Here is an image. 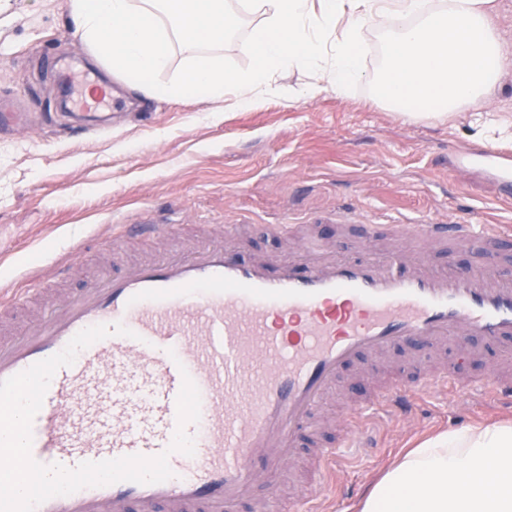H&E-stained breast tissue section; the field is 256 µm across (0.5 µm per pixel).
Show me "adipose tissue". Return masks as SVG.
<instances>
[{
    "label": "adipose tissue",
    "mask_w": 512,
    "mask_h": 512,
    "mask_svg": "<svg viewBox=\"0 0 512 512\" xmlns=\"http://www.w3.org/2000/svg\"><path fill=\"white\" fill-rule=\"evenodd\" d=\"M68 9L96 59L152 98L216 103L231 89L248 106L286 62L315 74L309 95L328 85L344 94L363 76L360 46L371 21L386 37L375 96L394 107L485 104L506 63L491 0H448L434 11L423 0H244L238 10L226 0H68ZM245 12L260 19L252 32L254 64L232 72L213 49ZM177 42L190 56L169 82H156ZM460 477L474 492L448 491ZM361 512H512V422L425 440L389 468Z\"/></svg>",
    "instance_id": "obj_1"
}]
</instances>
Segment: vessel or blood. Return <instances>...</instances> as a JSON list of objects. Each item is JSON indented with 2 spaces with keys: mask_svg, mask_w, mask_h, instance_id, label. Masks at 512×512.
Wrapping results in <instances>:
<instances>
[{
  "mask_svg": "<svg viewBox=\"0 0 512 512\" xmlns=\"http://www.w3.org/2000/svg\"><path fill=\"white\" fill-rule=\"evenodd\" d=\"M498 181L512 184V162L488 145L478 156ZM159 224H122L117 238L148 240ZM267 233L314 248L296 224ZM390 243L380 259L291 263L239 260L223 240L189 237L184 250L144 261L125 274L103 270L16 337L0 340V380L63 350L80 330L117 324L54 374L32 424V458L75 468L85 461L167 454L170 479L121 481L55 496L35 512H237L259 483H277L298 455L312 411L335 390L346 366L378 359L413 341L451 346L454 362L421 377L466 392L460 367L472 337L512 339V273L495 271L512 229L500 224L369 225ZM484 249L464 271L420 262L425 247ZM200 394V418L187 424L195 452L170 451L184 378ZM482 387L512 405V372L491 371ZM411 384L398 376L365 392L345 416L337 448L315 449V482L289 512H319V501L350 494L336 484L338 447L359 429L363 412L405 407Z\"/></svg>",
  "mask_w": 512,
  "mask_h": 512,
  "instance_id": "b4317fda",
  "label": "vessel or blood"
}]
</instances>
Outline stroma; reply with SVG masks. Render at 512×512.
Here are the masks:
<instances>
[{"mask_svg": "<svg viewBox=\"0 0 512 512\" xmlns=\"http://www.w3.org/2000/svg\"><path fill=\"white\" fill-rule=\"evenodd\" d=\"M11 17L0 27V105L33 100L27 126L0 132V283L29 287L39 274L45 305L60 289L82 287L105 264L104 249L119 224L151 215L159 224H233L225 238L240 259L294 258L290 240L262 232L265 224H315L328 254L360 255L356 223L385 224L406 217L421 224L484 222L512 226V202L502 201L496 179L465 161L461 148L496 145L512 156V141L496 126L512 123V64L489 95L491 112L464 106L452 115L409 116L378 102L373 80L382 70L383 42L363 31L364 76L346 95L325 90L310 97L309 70L285 66L240 106L233 94L213 105L159 100L131 91L95 60L74 30L68 0H4ZM239 29L216 49L227 68L253 64L250 32ZM72 63V75L116 85L127 119L82 125L73 117L72 88L54 61ZM179 234L159 243L131 240L114 264L123 271L142 259L181 250ZM72 257L65 283L55 264ZM450 348L413 345L346 369L336 394L316 416L328 447L347 407L364 388L392 375H415L418 360L449 358ZM512 421V407L444 386L415 389L411 412L367 417L371 448L348 458L339 479L358 499L392 463L437 434Z\"/></svg>", "mask_w": 512, "mask_h": 512, "instance_id": "1", "label": "stroma"}]
</instances>
